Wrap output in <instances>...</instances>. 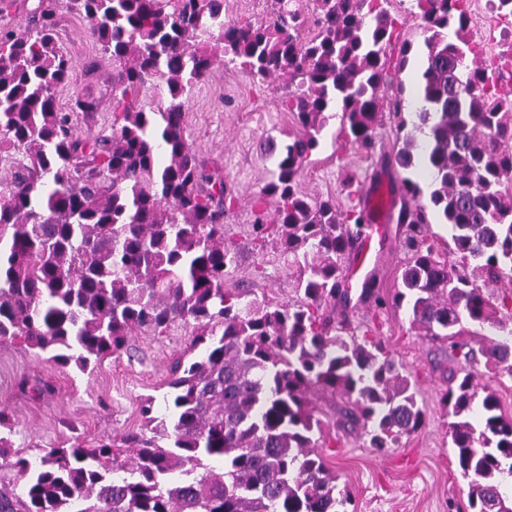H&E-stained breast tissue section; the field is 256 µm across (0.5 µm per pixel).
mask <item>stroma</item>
<instances>
[{
  "label": "stroma",
  "instance_id": "1",
  "mask_svg": "<svg viewBox=\"0 0 512 512\" xmlns=\"http://www.w3.org/2000/svg\"><path fill=\"white\" fill-rule=\"evenodd\" d=\"M57 5L62 18L60 44L75 62L69 83L58 92V104L68 107L77 93L95 99L93 113L75 116V130L81 135L111 134L112 62L88 39L87 20L69 12L65 0ZM283 94L280 79L261 81L237 68L217 67L193 87L184 122L187 140L199 159L223 174L233 189L235 202L226 215L224 232L239 248L227 287L286 302L297 298L295 277L286 266L270 264L275 240L261 246L248 236L278 149L299 130L293 115L280 106ZM339 129V118H332L321 148L302 168L300 189L314 198H335L344 209L349 200L343 180L351 174L363 189L383 185L393 209H400L399 177L387 159L403 146L404 132L398 131L392 117L383 116L374 149L366 154L342 146L336 138ZM386 226L390 245L363 276L374 279L376 289L389 297L401 286L407 253L396 218H389ZM336 313L370 324L395 361L407 369L425 410L421 428L402 437L398 447L380 451L337 426V403L329 395H311L309 405L324 425L327 446L322 453L338 476L339 489L351 497L356 512H449L452 503L461 510L467 503V484L452 463L448 409L441 401L448 371L460 368V361L450 359L440 341L413 327L406 307L376 308L362 299L360 288L337 298ZM191 331V326L179 322L162 337H128L125 352L84 372L56 365L12 343H0V407L8 408L15 419L9 456L0 458V494L15 502L25 498L23 482L9 465L11 456L32 460L46 448L107 441L138 430L142 400L165 392L169 368L184 353ZM25 378L48 383L53 395L38 398L20 393L18 384Z\"/></svg>",
  "mask_w": 512,
  "mask_h": 512
}]
</instances>
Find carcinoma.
Segmentation results:
<instances>
[{
	"instance_id": "cac0c4a2",
	"label": "carcinoma",
	"mask_w": 512,
	"mask_h": 512,
	"mask_svg": "<svg viewBox=\"0 0 512 512\" xmlns=\"http://www.w3.org/2000/svg\"><path fill=\"white\" fill-rule=\"evenodd\" d=\"M45 2L0 0V18L18 3L27 10L22 30L0 23V154L14 157L0 181V342L84 372L128 336H163L183 321L194 327L189 350L200 354L172 363L170 414L144 398L141 428L121 444L51 448L11 463L25 480L24 512H347L351 499L319 452L326 441L308 395L339 399L341 424L379 450L417 431L425 412L383 343L327 310L347 294L342 262L364 210L310 198L299 176L336 110L339 136L361 152L374 147L382 100L405 128L398 74L413 46L387 0H316L311 21L298 0H273L263 22L230 26L224 0H67L114 65L112 135L84 138L73 116L93 102L78 95L67 112L58 105L74 64ZM412 7L427 33L424 105L413 123L425 140L407 135L390 159L406 173L397 223L407 261L393 303L455 350L465 324L488 329L485 367L512 378V290L495 296L478 284L512 281V97L497 69L480 63L467 0ZM216 65L286 78L281 106L300 132L263 189L273 213L259 211L251 233L275 234L273 261L296 273L294 302L224 285L237 255L224 239L234 197L184 131L187 96ZM157 86L167 105L147 111L142 93ZM421 149L434 175L426 191L409 177ZM431 213L452 228L446 257L428 241ZM442 400L470 512H512L501 492L512 480V419L496 392L461 368ZM478 400L479 428L469 420ZM13 427L1 408L0 457Z\"/></svg>"
}]
</instances>
